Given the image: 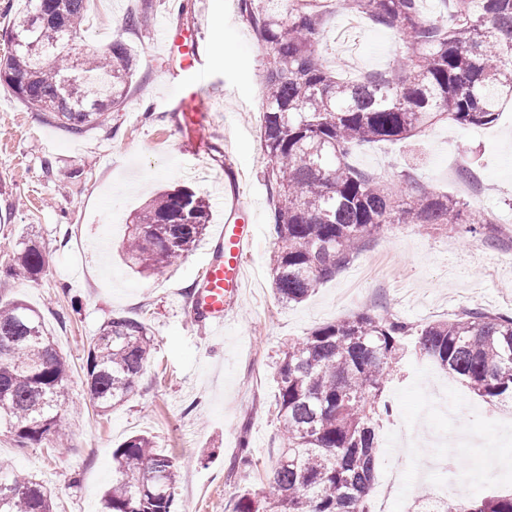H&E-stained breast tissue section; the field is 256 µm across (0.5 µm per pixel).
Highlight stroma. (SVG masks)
Listing matches in <instances>:
<instances>
[{
    "label": "stroma",
    "instance_id": "obj_1",
    "mask_svg": "<svg viewBox=\"0 0 512 512\" xmlns=\"http://www.w3.org/2000/svg\"><path fill=\"white\" fill-rule=\"evenodd\" d=\"M140 0H103L87 14L82 51L125 35L142 59L129 97L101 126L74 136L0 88V302L37 309L70 382L62 422L64 446L19 447L0 426V467L36 479L51 491L54 512H100L112 483V450L147 433L159 451L178 458L180 512H227L238 492H259L282 444L268 407L275 391L277 354L312 328L358 312L391 313L414 325L448 319L466 309L512 313V103L487 126L440 121L413 144L359 147L354 166L374 174L410 171L418 186L459 197L458 183L480 195L473 209L495 211L499 223L478 234H451L436 225L396 224L370 241L336 278L304 302L284 306L273 294L269 257L270 195L263 177L260 137L266 51L253 38L239 0H152L153 20L124 33L122 20ZM346 14L326 18L328 65L347 72L384 71L405 47L394 32L363 22L360 41L336 40ZM200 28L201 71H181L155 43L161 25ZM203 82L207 97V155L196 157L171 99L183 82ZM186 186L210 203L204 239L162 275L133 273L122 260L125 226L157 191ZM240 195L258 224V242L246 261V286L223 335L195 318L189 293L224 223V200ZM36 240L46 258L38 282L6 275L12 256ZM143 321L154 338L136 390L108 414H99L84 385L85 352L110 318ZM389 377L390 417L378 433L380 463L372 499L386 512H411L420 493L449 490L481 499L512 491V432H498L489 406L446 373L415 357ZM422 437L435 429L482 433L479 447L452 449L448 469L420 475L438 448L399 447L398 429ZM255 464L235 467L241 441Z\"/></svg>",
    "mask_w": 512,
    "mask_h": 512
}]
</instances>
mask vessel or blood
I'll return each mask as SVG.
<instances>
[{"instance_id":"b4317fda","label":"vessel or blood","mask_w":512,"mask_h":512,"mask_svg":"<svg viewBox=\"0 0 512 512\" xmlns=\"http://www.w3.org/2000/svg\"><path fill=\"white\" fill-rule=\"evenodd\" d=\"M203 36L193 33L187 46H179L177 40L165 42L167 51L184 55L186 66L200 64V46ZM174 111L183 114L191 132L189 145L194 154L208 152L209 141L195 136L194 131L206 109L205 98L199 86H192L173 104ZM258 232L257 224L250 221L244 205L235 201L224 209V224L218 234L212 259L206 267L198 299L193 310L199 320L208 322L214 329L223 328L233 305L244 287V262Z\"/></svg>"}]
</instances>
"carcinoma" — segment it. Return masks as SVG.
Listing matches in <instances>:
<instances>
[{"instance_id": "cac0c4a2", "label": "carcinoma", "mask_w": 512, "mask_h": 512, "mask_svg": "<svg viewBox=\"0 0 512 512\" xmlns=\"http://www.w3.org/2000/svg\"><path fill=\"white\" fill-rule=\"evenodd\" d=\"M452 16L428 18L421 0H240L254 39L268 49L263 72L261 140L276 249L270 258L277 300L305 301L391 224L487 223L445 193L419 190L410 175L390 186L349 163L362 143L404 142L446 118L460 126L496 122L512 101V0H440ZM88 0H25L5 34L29 36L40 49L11 48L0 58V85L57 127L82 134L127 100L141 67L117 37L93 56L75 44ZM365 16L401 37L407 52L388 71L364 79L326 64L330 9ZM150 0L129 13L141 30ZM209 203L189 188L163 190L126 225L122 257L149 277L187 257L204 238ZM45 255L23 243L6 273L35 282ZM0 424L23 447L62 437L61 399L69 367L52 347L41 314L23 302L0 304ZM419 355L496 404L512 400V316L469 310L413 328L368 312L324 324L290 342L276 361V419L287 446L256 496L234 495L229 512H371L384 381L407 341ZM153 338L141 321L118 316L89 344L85 382L99 412L134 392ZM117 477L103 512H177L179 460L133 435L112 450ZM25 490L0 512H53L51 495L33 480L0 471V483ZM416 512H512V494L447 502L426 494Z\"/></svg>"}]
</instances>
